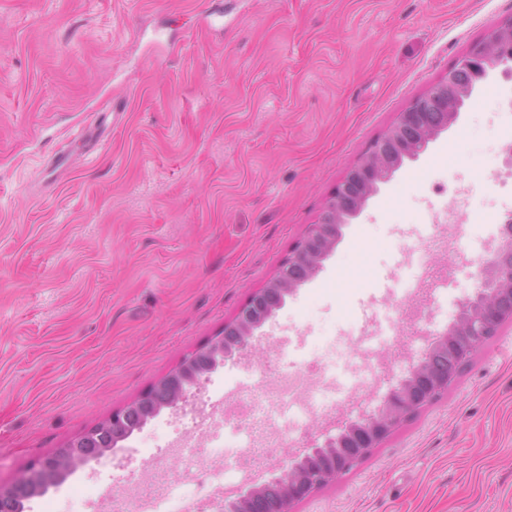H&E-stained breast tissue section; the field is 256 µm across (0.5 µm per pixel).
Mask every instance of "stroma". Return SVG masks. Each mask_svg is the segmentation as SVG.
I'll return each instance as SVG.
<instances>
[{
    "label": "stroma",
    "instance_id": "obj_1",
    "mask_svg": "<svg viewBox=\"0 0 512 512\" xmlns=\"http://www.w3.org/2000/svg\"><path fill=\"white\" fill-rule=\"evenodd\" d=\"M512 18V0H0V485L126 406L223 331L278 272L326 199L399 112L469 46ZM512 78L494 71L458 120L346 225L320 271L289 296L251 356L210 373L24 512L182 471L190 418L256 370L309 374L395 341L419 243L448 186L473 189L478 224L458 253L485 260L512 212ZM69 167L48 171L56 151ZM430 333L474 292L448 257ZM346 275L352 283L337 287ZM294 512H512V320L455 383Z\"/></svg>",
    "mask_w": 512,
    "mask_h": 512
}]
</instances>
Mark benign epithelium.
<instances>
[{
  "label": "benign epithelium",
  "mask_w": 512,
  "mask_h": 512,
  "mask_svg": "<svg viewBox=\"0 0 512 512\" xmlns=\"http://www.w3.org/2000/svg\"><path fill=\"white\" fill-rule=\"evenodd\" d=\"M508 63H512V18L473 43L441 80L398 114L393 125L373 143L365 158L346 172L329 196L324 210L332 223L308 225L288 256V263L250 296L233 320L224 324V331L184 355L177 368L124 408L33 465L12 485L0 486V512H18L21 502L59 483L72 468L101 458L162 410L176 407L218 366L246 354L255 333L301 286L288 277V266L300 264L307 269L308 277L315 276L334 250L342 228L361 214L379 184L455 123L476 85ZM462 71L470 77L466 84L457 80ZM511 254V235L494 239L489 258L479 269V284L473 296L461 302L456 318L444 332L427 340L422 356L389 385L377 406H359L355 417L336 425L335 432L322 434L323 442L313 441L268 476L224 497L221 512H293L296 503L354 468L408 416L448 390L456 376L433 375L425 369V361L435 352H444L461 367L488 337L497 333L505 319L512 318V277L501 267L502 259ZM273 484L284 488L282 499L275 502L266 498Z\"/></svg>",
  "instance_id": "1"
}]
</instances>
